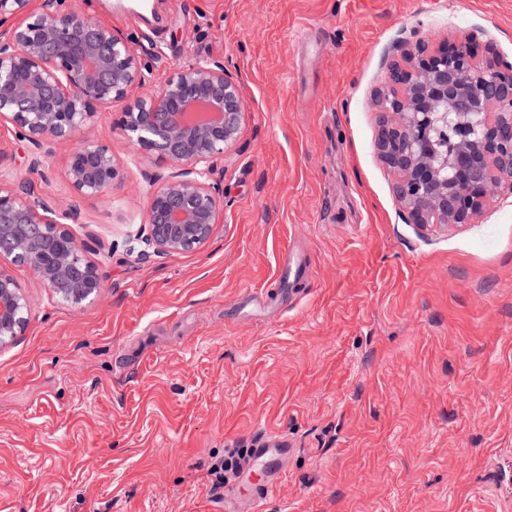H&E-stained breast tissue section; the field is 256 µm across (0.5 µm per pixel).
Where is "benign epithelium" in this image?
Returning <instances> with one entry per match:
<instances>
[{"label": "benign epithelium", "instance_id": "benign-epithelium-1", "mask_svg": "<svg viewBox=\"0 0 512 512\" xmlns=\"http://www.w3.org/2000/svg\"><path fill=\"white\" fill-rule=\"evenodd\" d=\"M82 0H0V125L36 148L85 142L69 155L78 197L103 198L121 181L119 163L94 133L95 116L123 104L117 129L129 144L174 173L147 200L144 242L160 257L203 247L223 209L213 163L237 141L247 108L240 86L210 61L183 67L164 84L122 36L87 18ZM475 39L436 46L401 39L376 91L378 155L394 176L407 224H471L493 199L512 191V62ZM74 209L55 211L34 190L0 183V259L27 267L58 300L79 304L100 293L94 247L72 232ZM24 285L0 265V349L25 329Z\"/></svg>", "mask_w": 512, "mask_h": 512}]
</instances>
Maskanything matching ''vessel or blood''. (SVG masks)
Wrapping results in <instances>:
<instances>
[{
	"mask_svg": "<svg viewBox=\"0 0 512 512\" xmlns=\"http://www.w3.org/2000/svg\"><path fill=\"white\" fill-rule=\"evenodd\" d=\"M256 446L244 473L250 479L248 493L240 498L224 499V512H256L268 494L272 481L281 470V461L288 454L286 440L264 432L257 433Z\"/></svg>",
	"mask_w": 512,
	"mask_h": 512,
	"instance_id": "obj_1",
	"label": "vessel or blood"
}]
</instances>
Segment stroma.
Segmentation results:
<instances>
[{"label":"stroma","instance_id":"obj_1","mask_svg":"<svg viewBox=\"0 0 512 512\" xmlns=\"http://www.w3.org/2000/svg\"><path fill=\"white\" fill-rule=\"evenodd\" d=\"M84 9L153 83L223 61L247 115L214 167L219 224L172 257L140 240L171 169L114 130L121 105L96 124L108 199L74 195L70 145L0 128V180L74 205L104 274L74 305L11 268L30 315L0 350V512H224L208 467L260 431L290 448L263 512H512V194L474 224L404 223L374 106L403 38L471 32L512 61V0Z\"/></svg>","mask_w":512,"mask_h":512}]
</instances>
